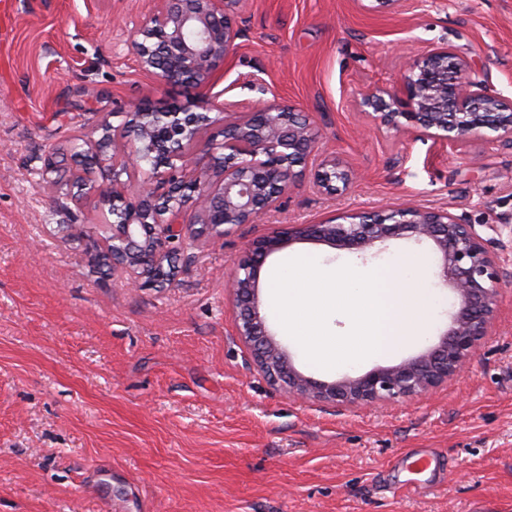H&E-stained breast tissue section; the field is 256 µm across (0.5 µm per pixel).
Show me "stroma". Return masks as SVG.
<instances>
[{"label": "stroma", "instance_id": "35a3bbf8", "mask_svg": "<svg viewBox=\"0 0 512 512\" xmlns=\"http://www.w3.org/2000/svg\"><path fill=\"white\" fill-rule=\"evenodd\" d=\"M156 0H0V512H512V147L454 148L374 123L371 88L440 46L512 99V0H234L244 32L206 91L251 112L306 113L316 158L356 169L329 194L303 171L280 210L186 242L162 288L92 266L94 200L52 182L47 154L85 153L136 104L185 100L129 48ZM474 225L496 256L497 311L466 371L369 407L286 392L236 337L225 283L249 242L399 204ZM430 242L350 252L295 240L271 255L372 267ZM431 448L448 483L402 492L397 460ZM112 467L100 483L98 464Z\"/></svg>", "mask_w": 512, "mask_h": 512}]
</instances>
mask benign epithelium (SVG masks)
Segmentation results:
<instances>
[{
  "label": "benign epithelium",
  "instance_id": "benign-epithelium-1",
  "mask_svg": "<svg viewBox=\"0 0 512 512\" xmlns=\"http://www.w3.org/2000/svg\"><path fill=\"white\" fill-rule=\"evenodd\" d=\"M232 0H157L131 41L142 67L160 85L195 93L179 106L140 104L122 126L108 124L112 178H99L103 152L78 172L79 195L109 206V241L86 238L92 252L112 243V265L134 284L161 287L175 280L172 261L180 239H222L240 224H255L277 209L295 184L297 168L313 156L312 125L305 115L279 103L254 112L211 115L199 90L209 86L237 48L241 31L228 7ZM363 112L380 124L452 146L473 141L512 146V99L488 88L484 74L447 47H436L406 64L392 89L371 88ZM224 141L217 142L218 137ZM152 161L148 185L135 198L120 176ZM317 186L335 191L355 171L334 159L318 164ZM194 219L178 223L186 208ZM432 242L441 255V277L461 299V308L432 350L399 365L356 378L318 382L298 373L273 337L259 298L260 271L267 258L296 239H315L346 250H364L391 239ZM499 270L495 255L476 231L449 212L413 204L355 211L318 224H293L254 240L228 283L237 308L236 336L257 369L288 392L319 402L373 405L429 391L465 368L495 316Z\"/></svg>",
  "mask_w": 512,
  "mask_h": 512
}]
</instances>
